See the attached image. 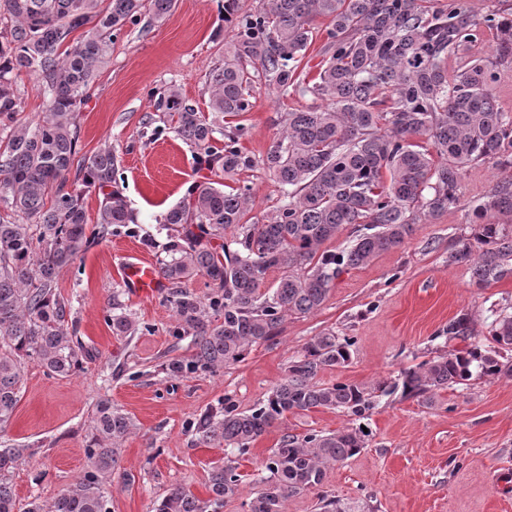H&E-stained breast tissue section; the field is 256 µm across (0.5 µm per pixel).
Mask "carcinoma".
I'll list each match as a JSON object with an SVG mask.
<instances>
[{
  "label": "carcinoma",
  "mask_w": 512,
  "mask_h": 512,
  "mask_svg": "<svg viewBox=\"0 0 512 512\" xmlns=\"http://www.w3.org/2000/svg\"><path fill=\"white\" fill-rule=\"evenodd\" d=\"M176 0H0V203L15 218L0 216V425L19 401L21 358L35 357L56 375L80 366L83 350L65 325L66 303L55 293L61 269L114 224L135 223L116 187V158L106 147L79 156L77 112L114 39L143 13L161 21ZM329 20L324 59L306 80L299 63L312 40V25ZM496 31L493 59L469 47L483 28ZM459 59L448 77V57ZM512 62V12H475L470 0H263L239 21L224 66L209 76V113L171 87L159 97L178 136L197 149L217 180L194 185L189 201L169 208L162 228L172 231L169 260L160 276L175 291L176 335L192 336L193 351L165 364L174 378L214 373L244 359L277 335L284 319L320 309L343 267H358L405 243L414 225L457 206L462 173L490 161L501 177L473 211L448 263L467 266L479 287L512 278V113L494 94L498 66ZM32 77L45 97L33 127L18 121L22 101L16 79ZM263 79L283 92L311 93L321 108L284 112L282 133L268 152L267 169L282 193L263 222L250 217L249 189L224 181L250 166L240 139L245 128H224V118L254 107L252 86ZM102 195L98 231L87 232L84 199ZM352 226L358 235L340 253L324 245ZM223 240V255L210 247ZM283 269L271 287L267 273ZM209 279L201 299L187 290L197 275ZM112 332L125 336L135 323L112 302ZM450 340L473 333L467 313L448 320ZM355 340L325 333L289 362L285 377L262 403L241 411L230 399L200 420L202 442L223 445L236 457L286 414L317 408L362 417L380 394L433 401L437 391L473 379H512V311L493 320L490 345L453 349L390 381L374 386L349 381L324 385L318 374L344 367ZM131 419L100 402L81 475L43 509H21L7 475L30 456L26 448H0V512H111L104 479L119 461L116 443ZM367 447L361 428L285 434L272 449L249 512H283L288 498L319 488L326 469ZM242 475L234 461L210 468L202 499L176 486L153 512H221L237 494Z\"/></svg>",
  "instance_id": "1"
}]
</instances>
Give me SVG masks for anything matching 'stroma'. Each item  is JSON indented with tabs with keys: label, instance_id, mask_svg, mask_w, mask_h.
Instances as JSON below:
<instances>
[{
	"label": "stroma",
	"instance_id": "obj_1",
	"mask_svg": "<svg viewBox=\"0 0 512 512\" xmlns=\"http://www.w3.org/2000/svg\"><path fill=\"white\" fill-rule=\"evenodd\" d=\"M224 0H178L163 21L142 15L126 24L77 117L79 147L89 156L112 148L116 185L135 221L113 227L61 270L57 291L83 345L82 368L60 377L39 360L21 362L15 412L0 427V448H27L31 457L9 481L20 505L52 503L85 466V442L98 402L110 401L134 424L119 441V465L106 478L112 512H153L175 486L207 497L211 466L224 463L223 447L200 441L202 416L225 400L247 410L266 399L288 363L315 336L356 339L348 365L321 371L318 380L372 384L396 378L408 367L451 350L443 337L449 319L469 313L473 342L487 345L490 324L512 306V278L477 287L466 267L448 262L469 214L490 191L497 170L490 162L465 169L458 208L417 224L399 248L369 264L346 269L321 309L289 316L271 341L252 347L245 360L215 373L176 379L163 365L190 353V337L173 334L171 288L137 297L122 283L121 260L136 256L153 264L168 258L169 231L162 213L207 181L194 146L171 129L155 102L175 87L207 110L210 72L224 63L234 25L222 24ZM223 26L224 40L210 34ZM254 108L238 116L247 133L240 145L250 167L235 177L254 198L252 217L275 213L281 190L264 165L278 139L279 117L322 106L321 98L277 92L262 81L252 89ZM120 302L137 331L116 336L106 321ZM364 425L362 452L327 469L320 489L290 497L284 512H319L320 499H338L357 512H512V380L471 381L438 391L433 404L401 394L379 397L363 417L319 408L290 413L258 438L238 461L243 484L222 512H248L264 463L283 434L332 432Z\"/></svg>",
	"mask_w": 512,
	"mask_h": 512
}]
</instances>
